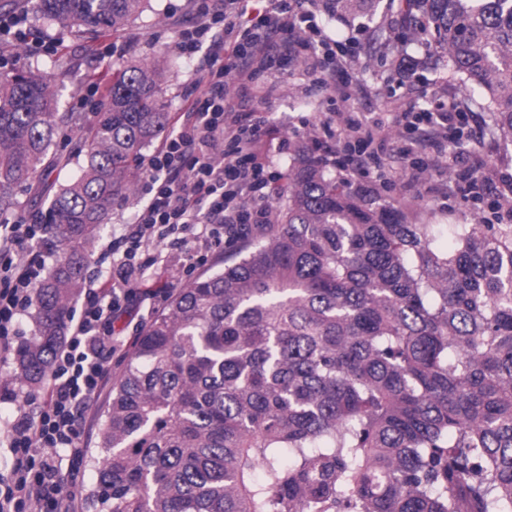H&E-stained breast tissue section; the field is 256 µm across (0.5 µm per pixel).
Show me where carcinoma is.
Instances as JSON below:
<instances>
[{
  "mask_svg": "<svg viewBox=\"0 0 512 512\" xmlns=\"http://www.w3.org/2000/svg\"><path fill=\"white\" fill-rule=\"evenodd\" d=\"M148 2L36 0L35 14L103 34ZM404 9L512 144V0ZM167 70H113L88 129L39 71L0 73V215L63 129L81 159L44 219L56 263L34 291L36 336L16 351L32 386L88 244L169 127ZM261 236L137 337L100 430L99 512H512V224H412L299 143Z\"/></svg>",
  "mask_w": 512,
  "mask_h": 512,
  "instance_id": "cac0c4a2",
  "label": "carcinoma"
}]
</instances>
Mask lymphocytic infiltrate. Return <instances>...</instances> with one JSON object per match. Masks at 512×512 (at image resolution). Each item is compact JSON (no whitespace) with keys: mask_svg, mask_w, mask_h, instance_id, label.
<instances>
[{"mask_svg":"<svg viewBox=\"0 0 512 512\" xmlns=\"http://www.w3.org/2000/svg\"><path fill=\"white\" fill-rule=\"evenodd\" d=\"M264 10L249 0H199L201 22L183 30L179 47L209 49L195 70L194 94L172 134L144 158L147 197L132 227L105 256L107 268L83 287L79 314L71 316L44 386L38 415L19 414L0 434L13 455L10 483L0 486V512H79L66 475L82 455L83 416L111 379L117 341L112 319L128 303L130 288L155 263L143 244L155 239L182 248L191 243L223 245L270 221L268 201L282 178L267 158L261 123L229 110L233 90L252 84L283 59L313 55L320 27L307 0H267ZM0 42L25 44L51 54L54 43L33 38L23 13L0 16ZM347 47L324 54L318 84H336V99L347 103L363 94L348 74ZM467 115L457 104L437 112H406V132L416 152L444 149L461 134ZM336 165L354 180L381 166L387 129L351 112L330 132ZM43 227L36 215L0 223V357L10 355L20 319L44 276L46 260L35 244Z\"/></svg>","mask_w":512,"mask_h":512,"instance_id":"lymphocytic-infiltrate-1","label":"lymphocytic infiltrate"}]
</instances>
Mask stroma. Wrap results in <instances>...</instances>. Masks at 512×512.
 I'll return each instance as SVG.
<instances>
[{"instance_id": "stroma-1", "label": "stroma", "mask_w": 512, "mask_h": 512, "mask_svg": "<svg viewBox=\"0 0 512 512\" xmlns=\"http://www.w3.org/2000/svg\"><path fill=\"white\" fill-rule=\"evenodd\" d=\"M327 0H314L320 26L332 37L351 39L359 48L350 61V76L364 84L365 97L353 101V108L363 115L385 124L388 141L384 146L383 172L395 182L386 198L398 202L416 224H471L475 219L495 223L493 202L481 189L465 191L458 176L473 160H491L497 171L512 172V145L500 137L490 135L487 113L469 114L474 138L448 151L443 157L433 158L422 174H414L409 161L399 159L396 148L400 144V129L394 120L398 113L410 110L434 109L451 101H460L465 88L445 66L423 64L426 55L435 53L436 44L431 34L418 32L410 23L397 0H363L352 14L332 15L326 8ZM200 17L195 0H153L151 11L135 21L121 34H101L78 38L58 28L40 22L31 27L38 37L53 39L57 53L53 56H26L18 54L17 64L28 62L39 65L52 79L58 94V109L75 111L78 101H85L86 112H94V103L86 102L93 83L106 76L112 66L128 60L150 61L158 56H169L170 69L164 86V98L171 116L180 115L185 106V91L189 87L202 52L187 56L177 47L183 29L196 25ZM111 44V56L99 53L103 44ZM410 65V77L400 81L399 61ZM331 87L313 84L311 66L302 61H286L261 72L245 90L233 93L230 106L240 115L263 120L266 138L271 145L269 164L278 171H288L292 164L294 142L311 134L314 126L333 117L336 105ZM78 172L77 162L67 166L47 165L42 176L24 187L14 190V214L28 215L45 210L55 192ZM142 187L120 197L106 224L100 226L88 248L87 268H94L102 250L111 240L124 234L134 222L141 207ZM156 263L148 276L134 288L128 306L114 320V334L122 348L112 358L111 370L120 373L131 351L132 341L141 328L157 313L167 307L166 297L186 287L196 277L210 274L224 267L225 259L235 255L232 247L211 250L207 261L194 265V246L170 248L151 245ZM9 387L14 398L0 400V426L11 422L17 413L36 414L29 386L18 379L14 360L0 362V387ZM110 392L97 399L92 415L84 425L82 446L84 456L67 481L73 486L80 502L79 512H95L89 493L96 485L93 460L100 453V430Z\"/></svg>"}]
</instances>
